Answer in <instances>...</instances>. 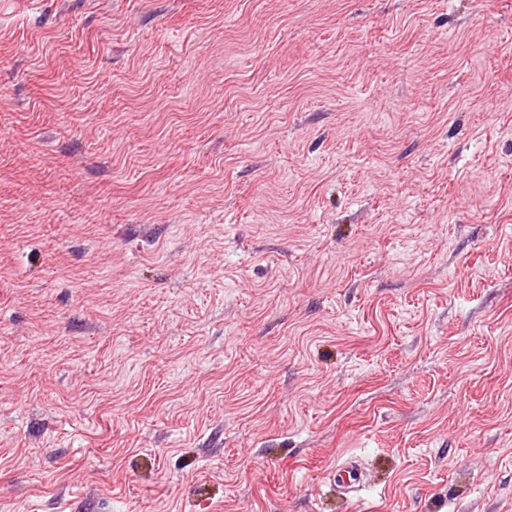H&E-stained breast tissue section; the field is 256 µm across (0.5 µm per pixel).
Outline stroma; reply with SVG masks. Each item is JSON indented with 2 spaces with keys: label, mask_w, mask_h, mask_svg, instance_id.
Masks as SVG:
<instances>
[{
  "label": "stroma",
  "mask_w": 512,
  "mask_h": 512,
  "mask_svg": "<svg viewBox=\"0 0 512 512\" xmlns=\"http://www.w3.org/2000/svg\"><path fill=\"white\" fill-rule=\"evenodd\" d=\"M0 512H512V0H0ZM337 487L345 500L355 497L362 484V470L356 460H348L343 464V468L338 470Z\"/></svg>",
  "instance_id": "1"
}]
</instances>
